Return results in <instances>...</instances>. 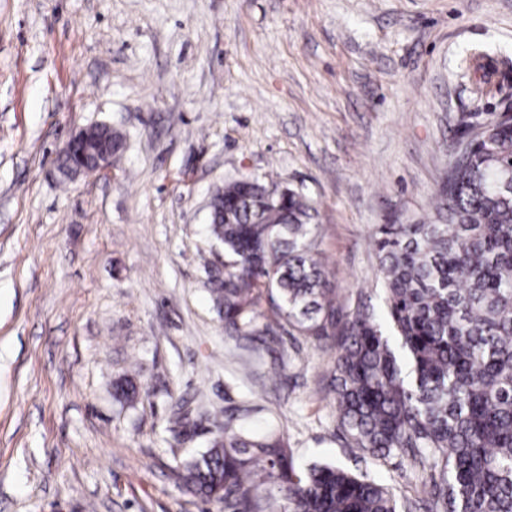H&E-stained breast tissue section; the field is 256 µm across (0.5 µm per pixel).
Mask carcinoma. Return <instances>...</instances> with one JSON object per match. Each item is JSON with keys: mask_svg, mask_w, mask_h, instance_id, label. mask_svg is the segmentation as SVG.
<instances>
[{"mask_svg": "<svg viewBox=\"0 0 512 512\" xmlns=\"http://www.w3.org/2000/svg\"><path fill=\"white\" fill-rule=\"evenodd\" d=\"M475 117L483 134L439 183L436 220L377 225L387 333L362 297L336 295L317 212L300 193L236 179L214 192L207 216L224 251V267L207 261L204 272L225 335L259 352L288 326L334 351L327 387L350 447L426 474V512H512V122ZM121 148L101 124L70 152L90 172ZM114 395L132 404L138 389L119 382ZM180 478L224 512L415 508L366 474L320 462L298 470L273 421L259 433L231 416L214 421Z\"/></svg>", "mask_w": 512, "mask_h": 512, "instance_id": "cac0c4a2", "label": "carcinoma"}]
</instances>
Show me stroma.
<instances>
[{
    "mask_svg": "<svg viewBox=\"0 0 512 512\" xmlns=\"http://www.w3.org/2000/svg\"><path fill=\"white\" fill-rule=\"evenodd\" d=\"M509 100L512 0H0V512H221L182 488L209 427L175 428L183 404L251 405L298 465L424 504L408 460L350 449L332 351L286 334L242 377L204 284L207 205L250 176L300 192L339 298L380 306L376 225L434 220L460 117ZM103 123L111 167L66 177L63 149Z\"/></svg>",
    "mask_w": 512,
    "mask_h": 512,
    "instance_id": "obj_1",
    "label": "stroma"
}]
</instances>
